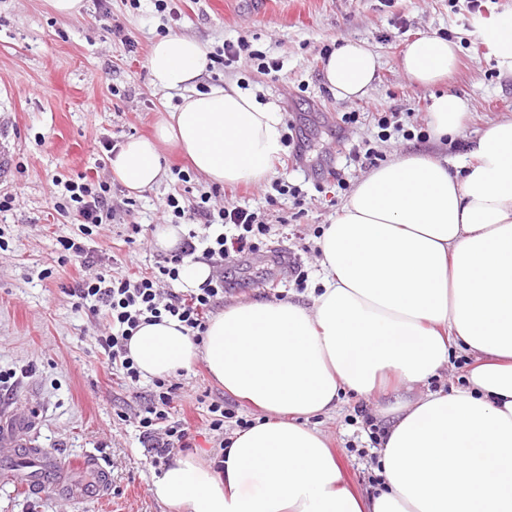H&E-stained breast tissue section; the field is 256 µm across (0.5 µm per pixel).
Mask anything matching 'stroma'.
Wrapping results in <instances>:
<instances>
[{
	"label": "stroma",
	"mask_w": 512,
	"mask_h": 512,
	"mask_svg": "<svg viewBox=\"0 0 512 512\" xmlns=\"http://www.w3.org/2000/svg\"><path fill=\"white\" fill-rule=\"evenodd\" d=\"M85 0L82 17L57 15L49 0H0V191L16 198L0 214V370L18 372L17 384L0 398V413L30 409L34 427L26 439L81 461L97 455L112 470L106 499L65 503L44 488L31 493L0 483V512H166L151 488L156 475L147 448L138 439L132 415L149 393L150 380L126 388L95 346L103 319L75 312L66 288L78 280L75 263L60 264L56 239L79 226L60 215L64 184L81 174L111 172L102 160L103 140L124 142L147 136L163 112L181 101L179 93L155 89L147 59L154 40L178 34L208 44L245 40L282 66L278 79L248 64L205 72L196 84L206 92L219 86L244 90L272 103L304 146L302 168L276 161L281 180L301 185L302 206L282 198L268 204L263 182L213 187L173 147L163 150L166 173L154 188L129 192L112 183L114 220L93 235L103 268L119 273L149 271L162 256L152 232L162 223L169 193L211 192L212 205L225 199L260 211L270 234L260 252L225 275L237 287L225 305L247 301L311 304L321 272L318 241L349 197V188L373 170L368 160L347 163L352 146L370 144L380 163L410 153L456 162L465 144L489 125L512 119V74L502 71L485 43L488 20L512 13V0H484L470 14L465 0ZM438 35L459 46L458 64L448 79L426 88L402 71L400 57L413 40ZM362 42L380 57L368 94L336 98L324 80L321 49ZM448 92L469 102L468 115L448 142L432 136L392 134L380 141L373 116L418 107V121L430 122L435 95ZM358 113L345 126L341 116ZM344 168L346 189L314 183L327 168ZM187 181H180L178 171ZM301 262L308 277L296 285L288 264ZM174 418L187 422L196 437V456L209 461L215 439L204 426L199 399L224 401L253 420L255 408L232 396L197 361L180 376ZM393 395L342 393L334 413L312 418L311 426L329 440L347 484L359 493L374 490L372 464L358 447L369 439L357 408L376 415Z\"/></svg>",
	"instance_id": "1"
}]
</instances>
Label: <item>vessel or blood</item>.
<instances>
[{"label": "vessel or blood", "instance_id": "1", "mask_svg": "<svg viewBox=\"0 0 512 512\" xmlns=\"http://www.w3.org/2000/svg\"><path fill=\"white\" fill-rule=\"evenodd\" d=\"M7 457L29 456L33 470L15 475L14 481L23 489L35 490L46 480H53L61 498L80 503L104 499L112 485V472L93 456H86L78 465L43 448H7L0 452Z\"/></svg>", "mask_w": 512, "mask_h": 512}]
</instances>
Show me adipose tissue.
<instances>
[{
    "instance_id": "adipose-tissue-1",
    "label": "adipose tissue",
    "mask_w": 512,
    "mask_h": 512,
    "mask_svg": "<svg viewBox=\"0 0 512 512\" xmlns=\"http://www.w3.org/2000/svg\"><path fill=\"white\" fill-rule=\"evenodd\" d=\"M458 46L439 36L410 43L404 73L438 84ZM203 43L170 35L154 44V88L182 102L152 137L119 145L111 167L138 193L160 182V145L180 147L210 183L257 181L282 151L281 114L234 89L196 91ZM378 68L368 47L328 56L337 98L367 94ZM469 105L436 97V138L455 132ZM323 276L311 306L245 302L213 316L202 343L172 317L142 325L128 354L143 377H166L204 359L225 392L260 413L234 431L224 466L178 454L153 482L168 512H512V119L471 140L461 170L416 154L363 178L318 242ZM470 357L467 384L397 399L366 496L345 482L311 418L339 394L412 389L437 376L452 351Z\"/></svg>"
}]
</instances>
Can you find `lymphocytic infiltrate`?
<instances>
[{
	"mask_svg": "<svg viewBox=\"0 0 512 512\" xmlns=\"http://www.w3.org/2000/svg\"><path fill=\"white\" fill-rule=\"evenodd\" d=\"M64 189L66 194L57 208L73 215L82 229L80 236L59 238L60 260L78 262L85 270L68 294L75 310L104 315L106 324L96 336L98 349L125 385L137 388L141 373L127 351L128 341L137 329L144 323L170 316L177 318L186 334L199 342L210 315L224 300L227 286L220 273L199 288L173 289L172 283L179 280L185 258L198 253L216 267L237 262L259 251L270 227L257 212L237 202L228 201L215 208L208 193H201L191 203L183 194L172 193L166 197L164 209L173 219L185 221L189 228L180 247L145 274L131 276L103 270L91 275L87 269L95 263L94 251L87 241L95 228L111 223L114 218L112 187L101 177L83 175L65 183ZM179 388V383L173 380L153 379L148 397L134 413L139 439L157 468L167 465L175 452L192 446L188 427L172 417Z\"/></svg>",
	"mask_w": 512,
	"mask_h": 512,
	"instance_id": "obj_1",
	"label": "lymphocytic infiltrate"
}]
</instances>
